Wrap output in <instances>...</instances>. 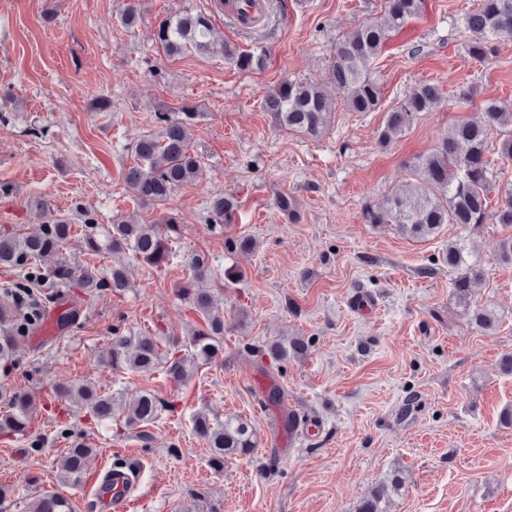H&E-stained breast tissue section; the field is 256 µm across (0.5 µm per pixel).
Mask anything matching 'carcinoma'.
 Returning <instances> with one entry per match:
<instances>
[{
    "label": "carcinoma",
    "mask_w": 512,
    "mask_h": 512,
    "mask_svg": "<svg viewBox=\"0 0 512 512\" xmlns=\"http://www.w3.org/2000/svg\"><path fill=\"white\" fill-rule=\"evenodd\" d=\"M423 0H382V18L360 24L342 35L336 42L335 59L328 72V83L343 95L349 112H377L383 103L382 88L372 74V63L386 45L389 33L402 28L422 12ZM463 32L469 34L466 53L479 62L497 57L500 44L512 37V0H476L475 7L463 18ZM155 39L162 51L172 57L193 49L201 54L211 50L213 25L203 14H177L163 18L155 30ZM227 60L240 71H260L265 67V52L240 51L224 48ZM444 96L435 83L417 86L401 104L386 113L378 130L377 142L387 146L398 139L422 113L432 112L441 105ZM262 109L271 122L283 130L309 137L320 136L328 127L333 103L317 84L284 80L265 95ZM162 123L157 136L145 135L137 141L133 152L137 162L125 171V185L134 198L143 203L164 204L180 185L199 179L203 173L200 159L189 147L191 112L173 118L166 112L155 114ZM512 128V105L498 100L483 104L478 122L457 121L444 129L432 150L409 163L410 181L399 195L368 203L362 211L366 224H394L404 237L426 240L438 234L446 224H465L473 230L493 221L512 228V188L497 199L490 198L489 189L497 174L495 159L490 153L491 135ZM277 208L289 219L299 218L293 198L286 193L276 197ZM238 210V201L231 195L212 201V218L217 224H230ZM85 239L88 251L114 258L130 254L135 260L152 268L167 262L171 254L169 236L155 224H128L114 220L107 227L96 224L91 214H85ZM73 233L68 216H61L45 225L40 232L26 235H0V266L16 270L27 283L47 290V300L63 295L65 288H81L92 293L98 288H110L121 295L130 288L126 269L115 261L106 277L85 267L59 262L44 271L41 261L56 254ZM448 269L455 273L452 281L453 298L468 324L485 334L499 326L497 315L472 302L475 286L485 279L487 270L472 259L459 241L448 243L445 254ZM192 309L203 315V323L189 339V347L176 343L166 351L154 336L116 335L107 364L115 371L151 374L164 370L170 382L181 384L202 365L214 364L223 358L224 316L214 312L210 294L189 285L179 290ZM41 306L24 298L16 288L0 290V371L8 373L15 361L18 343L37 328L43 320ZM296 341L290 348L271 346L256 351L255 356H268L272 362L298 353ZM54 396L67 403L79 401L90 418L115 425V436L121 430L152 423L158 414L154 394L144 391L126 401L102 392L91 383L58 384ZM0 404L7 411L0 414V434L25 436L29 433L36 405L22 389L0 386ZM193 433L204 440L213 469H224V461L246 457L256 448L255 433L242 419H212L197 414L192 419ZM93 453L84 442L70 445L57 461L59 479L64 484H78L84 473L86 459ZM404 486L398 473L378 484L369 496L359 502L355 512H385L381 504ZM29 512H73L70 500L56 492L40 495Z\"/></svg>",
    "instance_id": "1"
}]
</instances>
